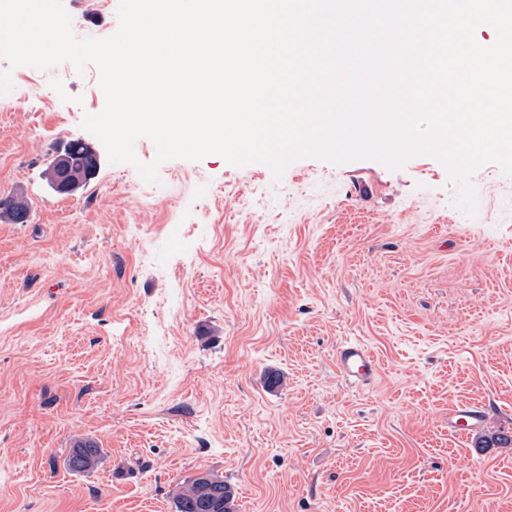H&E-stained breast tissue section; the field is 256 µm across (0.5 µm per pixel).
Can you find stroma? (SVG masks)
<instances>
[{
  "label": "stroma",
  "mask_w": 512,
  "mask_h": 512,
  "mask_svg": "<svg viewBox=\"0 0 512 512\" xmlns=\"http://www.w3.org/2000/svg\"><path fill=\"white\" fill-rule=\"evenodd\" d=\"M63 5L76 36L118 26ZM99 77L20 66L0 94V199L31 212L0 216V512H176L205 472L237 512H512V177L473 172V218L430 155L279 179L209 155L150 185L82 127ZM76 138L98 170L61 195L46 169ZM346 338L373 386L339 375ZM461 400L482 431L449 432ZM77 434L102 445L83 473ZM336 367L350 384L369 386L379 373V363L371 349L359 340L346 339L336 348ZM66 465L73 472H86L95 463L101 444L98 439L89 436H78L72 439Z\"/></svg>",
  "instance_id": "35a3bbf8"
}]
</instances>
